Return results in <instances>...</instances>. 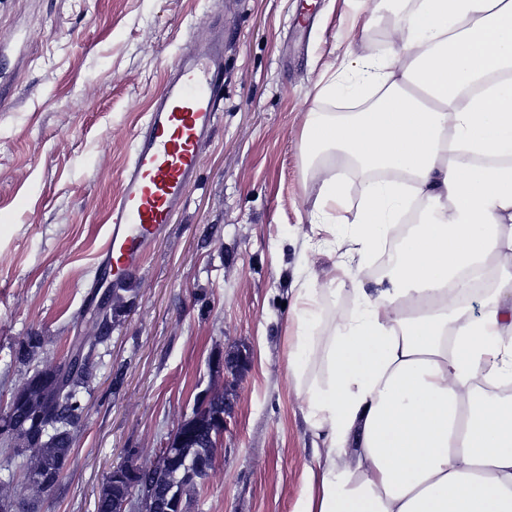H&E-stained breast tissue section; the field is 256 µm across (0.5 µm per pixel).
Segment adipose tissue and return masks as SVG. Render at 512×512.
<instances>
[{
    "label": "adipose tissue",
    "instance_id": "ef3b65f1",
    "mask_svg": "<svg viewBox=\"0 0 512 512\" xmlns=\"http://www.w3.org/2000/svg\"><path fill=\"white\" fill-rule=\"evenodd\" d=\"M385 55L346 51L361 97L310 113L308 158L396 178L363 189L355 259L393 245L307 393L316 490L296 512H512V0H414ZM432 202L401 233L404 182ZM351 258V259H354ZM349 258L338 268L350 274ZM493 262L481 313L463 280Z\"/></svg>",
    "mask_w": 512,
    "mask_h": 512
}]
</instances>
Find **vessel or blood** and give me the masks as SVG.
Instances as JSON below:
<instances>
[{
    "mask_svg": "<svg viewBox=\"0 0 512 512\" xmlns=\"http://www.w3.org/2000/svg\"><path fill=\"white\" fill-rule=\"evenodd\" d=\"M223 95V35H216L206 55L185 52L167 66L109 205L96 280L119 288L133 279L150 242L182 211L187 189L202 166V148L215 130Z\"/></svg>",
    "mask_w": 512,
    "mask_h": 512,
    "instance_id": "obj_1",
    "label": "vessel or blood"
}]
</instances>
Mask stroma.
Wrapping results in <instances>:
<instances>
[{"label":"stroma","mask_w":512,"mask_h":512,"mask_svg":"<svg viewBox=\"0 0 512 512\" xmlns=\"http://www.w3.org/2000/svg\"><path fill=\"white\" fill-rule=\"evenodd\" d=\"M0 0V408L27 376L18 342L46 336L41 363L64 361L90 332L79 313L105 243V220L134 136L168 63L204 53L224 29V99L185 208L149 247L131 307L90 384L87 416L49 512H94L100 486L128 455L153 462L211 385L216 359L233 400L209 479L191 512H294L311 476L306 391L326 373V345L356 307L336 261L366 173L332 158L346 186L319 242L310 219L321 176L302 151L310 111L326 97L346 47L382 55L397 24L375 0ZM316 318L309 362L288 372L302 331L295 289Z\"/></svg>","instance_id":"obj_1"}]
</instances>
